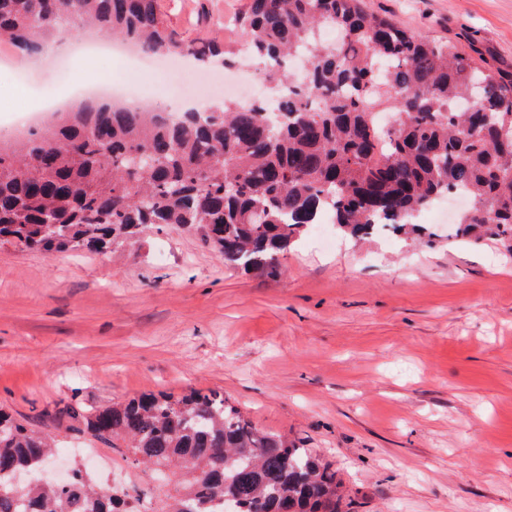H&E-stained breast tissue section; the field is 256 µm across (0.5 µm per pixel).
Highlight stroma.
<instances>
[{
	"label": "stroma",
	"instance_id": "obj_1",
	"mask_svg": "<svg viewBox=\"0 0 512 512\" xmlns=\"http://www.w3.org/2000/svg\"><path fill=\"white\" fill-rule=\"evenodd\" d=\"M248 0H158L187 41L242 50L229 22ZM428 39L512 71V0H364ZM113 87L196 97L223 69L84 70L0 44V131L29 106L101 75ZM384 232L363 245L308 232L272 278L225 264L185 229L150 228L108 251L0 243V406L57 436L68 405L217 389L258 428L335 469L354 512H512V253L446 235Z\"/></svg>",
	"mask_w": 512,
	"mask_h": 512
}]
</instances>
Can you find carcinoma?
Masks as SVG:
<instances>
[{"mask_svg": "<svg viewBox=\"0 0 512 512\" xmlns=\"http://www.w3.org/2000/svg\"><path fill=\"white\" fill-rule=\"evenodd\" d=\"M275 98L167 119L144 105L87 99L0 139V241L100 252L150 225L194 230L247 272L276 276L324 213L356 241L387 228L425 234L420 213L461 191L455 236L512 249V72L479 65L367 12L362 0H248L236 19ZM87 30L147 55L206 62L157 0H0V38L30 56ZM480 85L473 110L457 103ZM68 430L156 474L145 512H352L336 471L256 427L217 390L145 394L67 409ZM55 444L0 408V512H133L151 503L76 464L71 483L23 492L5 480L45 468Z\"/></svg>", "mask_w": 512, "mask_h": 512, "instance_id": "1", "label": "carcinoma"}]
</instances>
